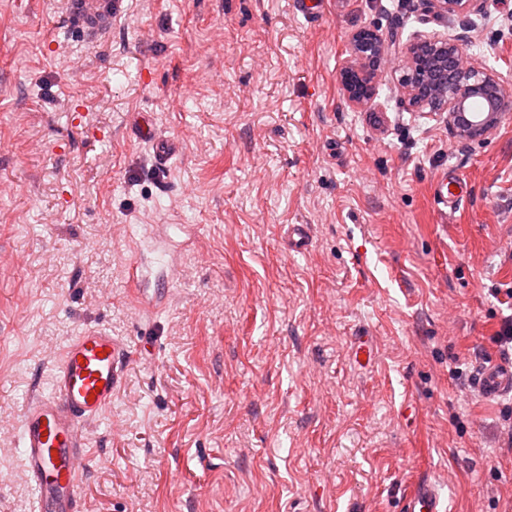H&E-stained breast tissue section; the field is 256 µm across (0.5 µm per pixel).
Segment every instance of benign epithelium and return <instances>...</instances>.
<instances>
[{
  "label": "benign epithelium",
  "mask_w": 512,
  "mask_h": 512,
  "mask_svg": "<svg viewBox=\"0 0 512 512\" xmlns=\"http://www.w3.org/2000/svg\"><path fill=\"white\" fill-rule=\"evenodd\" d=\"M440 15L479 9L478 0H427ZM352 61L340 72L348 100L354 105L370 102L375 95V71L385 57V44L374 31L364 40L359 33L350 39ZM463 51L446 34L421 35L410 44L402 67L401 88L419 111L448 113V125L464 139L486 140L498 125L497 103L509 95L504 80L485 69L461 63ZM453 65V78L445 84L433 77L443 64Z\"/></svg>",
  "instance_id": "1"
}]
</instances>
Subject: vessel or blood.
<instances>
[{
  "mask_svg": "<svg viewBox=\"0 0 512 512\" xmlns=\"http://www.w3.org/2000/svg\"><path fill=\"white\" fill-rule=\"evenodd\" d=\"M69 10L92 35L111 28L124 10V0H69ZM130 131L137 140L153 141V167L157 173H167L177 143L157 138L152 123L142 117L135 119ZM430 190L438 205L453 212L463 202L467 184L456 173L441 172L434 176ZM285 238L288 250L306 251L310 227L287 225ZM129 364L130 352L120 339L103 328H85L56 357L49 389L25 401L16 432L21 468L33 492L32 512H80L81 478L88 464L84 427L111 408ZM473 383L489 399L512 394V363L479 366ZM402 512H446V506L436 485L423 477L408 486Z\"/></svg>",
  "mask_w": 512,
  "mask_h": 512,
  "instance_id": "b4317fda",
  "label": "vessel or blood"
}]
</instances>
